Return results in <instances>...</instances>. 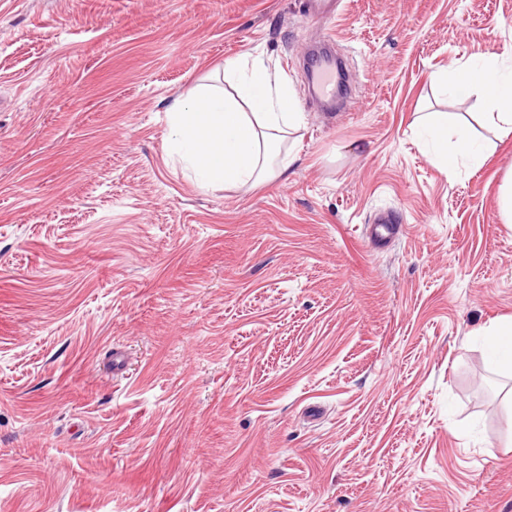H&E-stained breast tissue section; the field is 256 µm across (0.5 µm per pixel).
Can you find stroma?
<instances>
[{"instance_id": "obj_1", "label": "stroma", "mask_w": 512, "mask_h": 512, "mask_svg": "<svg viewBox=\"0 0 512 512\" xmlns=\"http://www.w3.org/2000/svg\"><path fill=\"white\" fill-rule=\"evenodd\" d=\"M299 8L0 0V512H512L482 338L512 317V133L436 84L512 56V0H343V112L308 98ZM249 54L296 93L295 161L200 186L167 107ZM423 112L481 165L436 166Z\"/></svg>"}]
</instances>
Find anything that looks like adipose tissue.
I'll return each instance as SVG.
<instances>
[{"instance_id":"ef3b65f1","label":"adipose tissue","mask_w":512,"mask_h":512,"mask_svg":"<svg viewBox=\"0 0 512 512\" xmlns=\"http://www.w3.org/2000/svg\"><path fill=\"white\" fill-rule=\"evenodd\" d=\"M227 89L203 85L169 108L182 159L206 186L239 188L283 175L292 157H278L277 148L302 125L294 90L277 67L261 57H236L224 62ZM454 92H483L487 126L512 132V84L502 59L485 55L475 68L456 71ZM420 128L432 138L433 156L443 169L457 159L479 160L466 127H449L444 112L423 115Z\"/></svg>"}]
</instances>
